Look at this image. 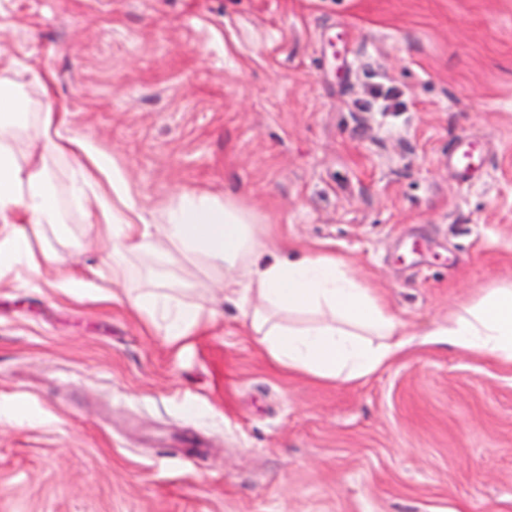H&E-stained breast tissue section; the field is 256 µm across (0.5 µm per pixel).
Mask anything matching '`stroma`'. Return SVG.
<instances>
[{
	"instance_id": "stroma-1",
	"label": "stroma",
	"mask_w": 512,
	"mask_h": 512,
	"mask_svg": "<svg viewBox=\"0 0 512 512\" xmlns=\"http://www.w3.org/2000/svg\"><path fill=\"white\" fill-rule=\"evenodd\" d=\"M0 59L146 217L230 198L420 335L512 282V0H0ZM377 85L403 111L361 108ZM463 137L489 162L461 184ZM72 166L52 170L71 265L0 267V512H512V364L443 346L357 382L288 372L220 274L113 281ZM130 288L208 320L167 339Z\"/></svg>"
}]
</instances>
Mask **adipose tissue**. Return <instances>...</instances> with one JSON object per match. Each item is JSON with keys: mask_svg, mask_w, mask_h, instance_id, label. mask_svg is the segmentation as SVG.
<instances>
[{"mask_svg": "<svg viewBox=\"0 0 512 512\" xmlns=\"http://www.w3.org/2000/svg\"><path fill=\"white\" fill-rule=\"evenodd\" d=\"M64 122L61 112L29 111L12 83L0 82V266L23 261L36 271L68 262L46 232L65 221L49 162L85 149L82 141L62 136ZM100 166L95 158L78 164L69 193L104 219L113 278L124 277L135 260L172 266L199 261L223 271L225 297L236 301L257 344L289 371L353 382L422 341L512 363V284L489 290L421 341L336 258L268 241L250 213L207 193L180 194L163 206L158 220H148L120 176H113L111 192L94 191L93 171ZM24 224L31 233L21 232ZM128 302L170 338L205 318L200 305L167 294L139 292ZM304 312L316 315L313 325L283 321Z\"/></svg>", "mask_w": 512, "mask_h": 512, "instance_id": "adipose-tissue-1", "label": "adipose tissue"}]
</instances>
